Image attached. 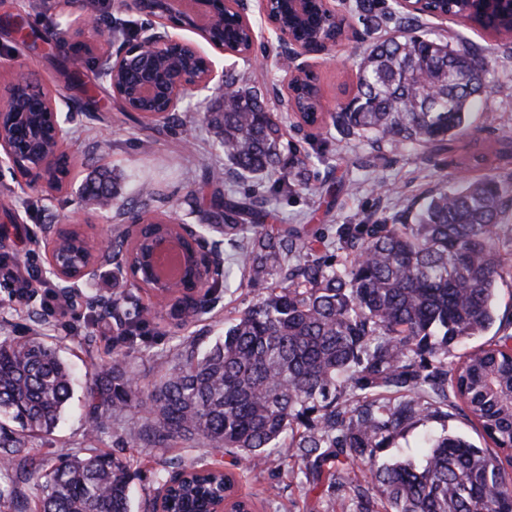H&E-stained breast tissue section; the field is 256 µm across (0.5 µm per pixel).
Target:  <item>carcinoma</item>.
Returning a JSON list of instances; mask_svg holds the SVG:
<instances>
[{"label":"carcinoma","mask_w":512,"mask_h":512,"mask_svg":"<svg viewBox=\"0 0 512 512\" xmlns=\"http://www.w3.org/2000/svg\"><path fill=\"white\" fill-rule=\"evenodd\" d=\"M383 0H356L365 19H382ZM438 14L466 13L481 29L512 35V13L480 0H431ZM394 32L374 42L358 65L357 93L336 115L342 131L380 146L448 150L486 92L485 63L470 45H454L423 29L418 14L390 19ZM224 109L210 112L216 146L241 180L277 173L285 192L309 183L310 157H284L286 131L267 111L261 91L224 72ZM485 155L468 156L453 186L446 184L400 216L397 224H342L341 267L301 254L308 244L297 228L266 223L267 198L250 195L212 203L206 227L237 251L242 278L266 285V295L232 319L224 339L205 351L184 337L173 357L161 356L157 379L132 383L123 356L96 369L85 405L95 427L134 400L148 417L129 430L131 448H168L178 440L203 441L235 452L259 467L269 450L284 446L300 463L331 512H345L350 489L355 512H512V486L502 462L512 464V356L502 347L512 335L486 342L448 367V353L463 339L482 336L496 322L498 280L509 264L497 247L503 214L512 208V183L492 173ZM86 198H111L102 174L86 181ZM146 223L159 224L146 204H122ZM131 249L116 229L104 260L125 275ZM105 308L110 304L91 299ZM112 308V307H110ZM118 338L143 336L140 311L112 308ZM74 379L59 351L35 338L0 343V457L15 478L28 480L32 462L18 456L26 434H49L73 396ZM456 408L492 441L499 453L457 435L427 437L423 461L379 462L405 429L424 419L446 418ZM364 480L351 478L352 465ZM175 495L177 512H206L211 478L198 471ZM131 464L93 451L53 471L40 512H131Z\"/></svg>","instance_id":"cac0c4a2"}]
</instances>
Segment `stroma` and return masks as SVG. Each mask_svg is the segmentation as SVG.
<instances>
[{"label": "stroma", "mask_w": 512, "mask_h": 512, "mask_svg": "<svg viewBox=\"0 0 512 512\" xmlns=\"http://www.w3.org/2000/svg\"><path fill=\"white\" fill-rule=\"evenodd\" d=\"M335 6L338 13L349 16L358 35L344 40L329 53L313 57L312 62L325 100L347 103L356 94V70L374 32L359 18L354 0H335ZM16 10L25 25L35 30L36 37L24 46L0 28V86L9 81L12 66L20 64L28 67L51 92L58 112L67 118L69 139L65 152L70 159V175L61 189L35 192L9 170L0 169V199L12 203L11 212L0 211V258L26 256L44 271L56 229L75 227L91 240L100 235L111 237L119 222L118 202L129 199L140 182L164 193V200L154 202V209L184 223L199 225L211 200L210 188L202 184L204 165L224 163L223 157L212 149L215 134L204 120L205 113L221 109L222 92H211L205 98L186 96L178 107L182 126L163 133L121 112L103 86L91 88L93 103L85 111H73V92L67 87L70 74H90L96 62L108 53V46L75 48L76 37L68 17L79 13L78 0H0V13ZM422 21L451 42L480 48L488 81L483 109L471 115L465 134L452 149L441 153L404 149L393 143L378 149L365 140L339 134L330 122L298 130L294 119H285L288 140L311 156L316 176L310 189L271 195L270 221L295 225L314 235L317 255L343 259L339 225L397 223L408 206L434 190L442 179L457 175L462 154L492 152L503 137L512 136V39L490 36L452 17L442 21L426 15ZM259 40L268 52L261 61L246 62L218 53L213 59L217 70L234 68L244 83L263 88L268 109L277 114L281 108L276 90L285 75L284 62L277 56L278 43L272 31L262 30ZM100 172L118 177V201L104 210L80 197L85 181ZM132 290L131 283L113 280L111 265L95 263L90 276L66 289L75 317L64 325L41 314L37 295H29L20 303L13 301L12 286L0 280V340L17 342L31 336L45 337L58 346L77 378L72 402L53 434L29 439L25 445L41 464L40 478L19 488L17 495L1 496L0 512H16V499L20 496L26 498L29 507H36L41 477L49 475L64 456H81L91 448L130 459L134 474L132 512H153L160 479L150 459L152 451L125 445L127 428L146 417L145 406L132 405L123 414L109 418L103 429L94 431L81 402L86 387L94 382L95 367L111 362L116 353L117 326L112 321L103 328L96 326L102 309L92 305L91 299L96 296L123 304ZM264 293L263 285L241 282L239 271L233 270L227 288L211 292V305L206 311L191 312L179 320L171 319L168 308L159 305L150 294H141L140 304L149 313L143 318V340L125 352L131 376L141 385L153 382L158 355L172 351L180 337H198L204 347L213 344L223 336L225 324ZM442 431L463 436L481 448L490 445L452 410L447 419H430L402 432L380 452L379 459L388 463L420 462L418 440L424 434ZM235 472L239 477L238 492L252 500L255 512L327 510L320 491L301 483L299 465L287 449L272 453L263 469H248L242 461Z\"/></svg>", "instance_id": "stroma-1"}]
</instances>
